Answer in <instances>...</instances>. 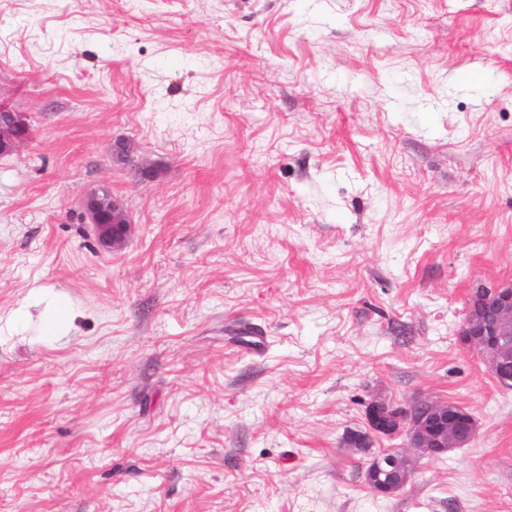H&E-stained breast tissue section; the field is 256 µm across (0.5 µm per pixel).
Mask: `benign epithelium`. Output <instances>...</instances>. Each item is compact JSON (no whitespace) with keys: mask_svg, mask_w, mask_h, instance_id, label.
<instances>
[{"mask_svg":"<svg viewBox=\"0 0 512 512\" xmlns=\"http://www.w3.org/2000/svg\"><path fill=\"white\" fill-rule=\"evenodd\" d=\"M29 127L26 113L0 105L1 157L26 143ZM84 210L102 245L112 247L123 239L128 218L112 194L101 190L91 193L84 201ZM459 336L479 354L501 386L512 388V282H478L473 286ZM367 416L375 433L403 434L406 447L430 458L470 445L478 433L477 421L465 408L450 409L440 400H420L400 407L376 399L368 406ZM413 471L411 456L394 451L370 462L363 479L375 494L389 496L406 486Z\"/></svg>","mask_w":512,"mask_h":512,"instance_id":"obj_1","label":"benign epithelium"}]
</instances>
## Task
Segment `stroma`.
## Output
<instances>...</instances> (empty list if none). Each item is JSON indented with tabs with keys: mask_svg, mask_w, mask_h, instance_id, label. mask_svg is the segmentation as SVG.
<instances>
[{
	"mask_svg": "<svg viewBox=\"0 0 512 512\" xmlns=\"http://www.w3.org/2000/svg\"><path fill=\"white\" fill-rule=\"evenodd\" d=\"M0 104V512H512V0H0ZM377 397L477 436L376 495ZM30 122L24 112L0 105V156L13 154L27 141ZM87 219L93 224L102 245L118 244L127 232L128 218L125 211L103 190L91 193L84 201ZM497 382L512 388V282H477L459 329Z\"/></svg>",
	"mask_w": 512,
	"mask_h": 512,
	"instance_id": "1",
	"label": "stroma"
}]
</instances>
